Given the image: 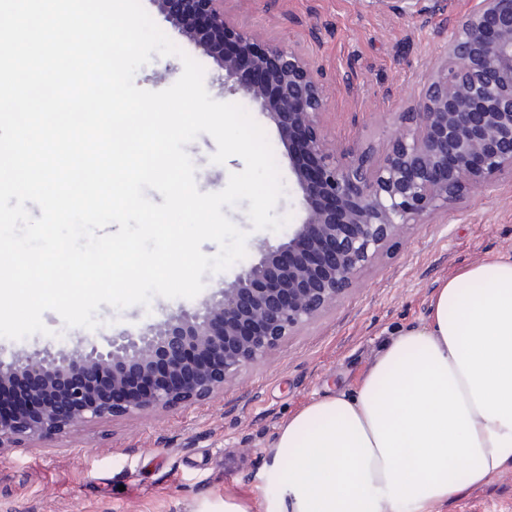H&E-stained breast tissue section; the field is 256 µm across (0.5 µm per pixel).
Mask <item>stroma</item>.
Returning <instances> with one entry per match:
<instances>
[{"label": "stroma", "mask_w": 512, "mask_h": 512, "mask_svg": "<svg viewBox=\"0 0 512 512\" xmlns=\"http://www.w3.org/2000/svg\"><path fill=\"white\" fill-rule=\"evenodd\" d=\"M141 3L181 53L153 55L136 72V86L164 90L182 75V55L196 60L211 98L243 106L265 131L284 188L275 213L300 223L298 189L275 125L245 96L225 92L223 70L166 20L155 0ZM224 7L314 61L328 91L322 132L332 144L378 147L395 132V113L417 94L468 0H427L424 12L413 17L370 9L362 0H225ZM215 150L206 133L186 147L204 193L222 191L230 174L244 168L237 156L212 163ZM507 252L512 253L508 172L490 188L468 191L447 213L406 226L361 272L356 288L227 383L215 399L169 413L100 420L37 448L26 443L1 451L0 512H203L228 495L251 500L252 512H263L267 450L288 417L309 400L352 392L382 341L420 323L442 280L464 265ZM234 275L231 268L205 273L204 288L192 299L156 296L149 306L123 309L101 305L93 330L65 326L56 312L46 311L48 334L0 338V359L81 339L98 342L162 321L179 308L198 306ZM437 512H512V467Z\"/></svg>", "instance_id": "stroma-1"}]
</instances>
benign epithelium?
I'll return each mask as SVG.
<instances>
[{
	"label": "benign epithelium",
	"instance_id": "1",
	"mask_svg": "<svg viewBox=\"0 0 512 512\" xmlns=\"http://www.w3.org/2000/svg\"><path fill=\"white\" fill-rule=\"evenodd\" d=\"M224 69V88L252 100L292 160L303 221L264 243L233 279L193 308L124 330L99 346L44 348L0 360V450L78 433L112 418L210 401L294 330L356 286L408 224L448 211L471 188L512 173V0H469L448 41L397 113L381 147L332 146L321 133L325 85L296 46L264 43L224 0H154ZM398 16L424 0H364Z\"/></svg>",
	"mask_w": 512,
	"mask_h": 512
}]
</instances>
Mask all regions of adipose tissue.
<instances>
[{
	"label": "adipose tissue",
	"mask_w": 512,
	"mask_h": 512,
	"mask_svg": "<svg viewBox=\"0 0 512 512\" xmlns=\"http://www.w3.org/2000/svg\"><path fill=\"white\" fill-rule=\"evenodd\" d=\"M268 456L263 512H432L512 465V255L442 281L353 392L304 404Z\"/></svg>",
	"instance_id": "obj_1"
}]
</instances>
